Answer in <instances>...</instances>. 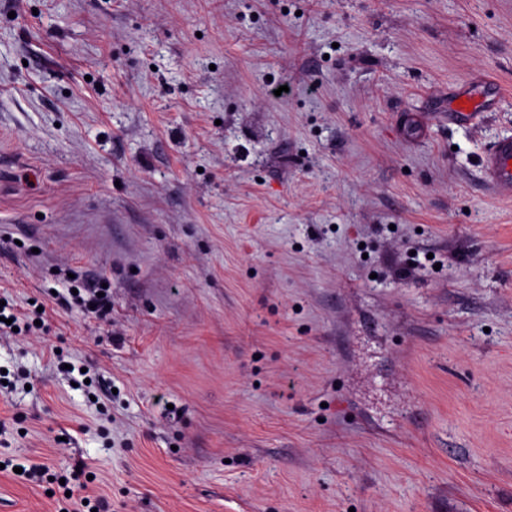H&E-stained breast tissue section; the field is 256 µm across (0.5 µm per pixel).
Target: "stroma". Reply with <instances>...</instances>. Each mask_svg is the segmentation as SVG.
<instances>
[{
  "mask_svg": "<svg viewBox=\"0 0 512 512\" xmlns=\"http://www.w3.org/2000/svg\"><path fill=\"white\" fill-rule=\"evenodd\" d=\"M502 134L512 0H0V300L112 280L0 338V512H512ZM491 92L482 100H477L471 92L456 91L448 99V118L455 124H471L484 117L485 112H492L500 101V90L495 84L489 86ZM458 100L466 101V105L458 104ZM481 169L493 193L503 201L512 200V135L491 142L481 156ZM70 285L67 288L69 297L58 291L57 295L50 293L53 303L62 309L72 310L79 308L84 313L94 314L98 318L108 320L112 312V282L105 273H98L93 276H82L80 279H70ZM102 284H107L106 288ZM72 289H76L78 294H73ZM98 293H104L103 297H98ZM14 467L22 468L23 472L21 474L15 473L13 471ZM78 467L80 468V472H77L75 468L70 474V478L64 477L63 475L59 477L50 473V468L44 464H34L28 469L23 465L16 464L12 466V472L15 476L33 483H40L47 480L50 476H55V482L58 484V487L62 488L61 499H57L59 509L56 511L58 512H63V510H66V512H91L92 509H97V512L104 511L107 501L100 496L90 494L89 491V484L93 483L95 478L93 477L92 480H87V477L89 474H93V472H86L85 464L79 465ZM61 478L65 479V485L60 484ZM69 485L73 487H69ZM66 491L71 492L70 497H66ZM83 500H87V504H83Z\"/></svg>",
  "mask_w": 512,
  "mask_h": 512,
  "instance_id": "stroma-1",
  "label": "stroma"
}]
</instances>
